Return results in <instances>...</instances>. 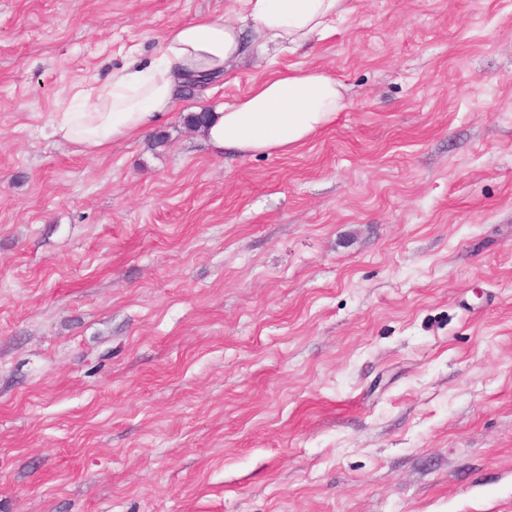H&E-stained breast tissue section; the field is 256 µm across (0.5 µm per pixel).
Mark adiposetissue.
Returning <instances> with one entry per match:
<instances>
[{
	"instance_id": "adipose-tissue-1",
	"label": "adipose tissue",
	"mask_w": 512,
	"mask_h": 512,
	"mask_svg": "<svg viewBox=\"0 0 512 512\" xmlns=\"http://www.w3.org/2000/svg\"><path fill=\"white\" fill-rule=\"evenodd\" d=\"M261 35L260 53L297 50L328 36L347 0H243ZM243 26L198 17L170 27L148 64L114 70L105 80L74 87L77 109L59 113L53 136L87 154L138 139L167 121L187 82L221 79L249 51ZM344 106L339 83L314 68L276 72L249 94L210 112L203 129L218 153L254 156L295 151L334 120Z\"/></svg>"
}]
</instances>
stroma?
<instances>
[{"mask_svg":"<svg viewBox=\"0 0 512 512\" xmlns=\"http://www.w3.org/2000/svg\"><path fill=\"white\" fill-rule=\"evenodd\" d=\"M347 5L92 155L71 89L240 0H0V512H512V0ZM304 67L291 153L185 122Z\"/></svg>","mask_w":512,"mask_h":512,"instance_id":"35a3bbf8","label":"stroma"}]
</instances>
